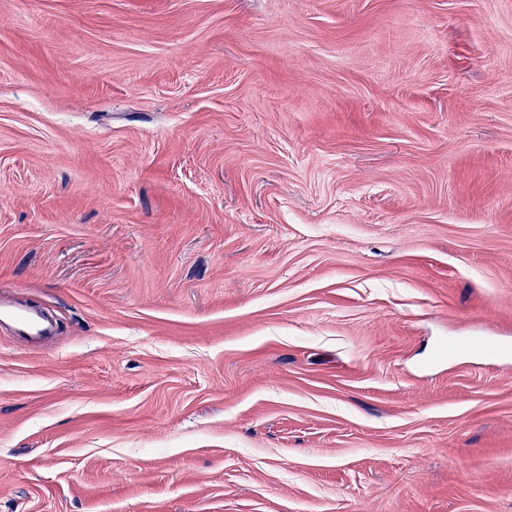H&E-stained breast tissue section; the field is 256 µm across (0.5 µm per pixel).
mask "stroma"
<instances>
[{
	"label": "stroma",
	"mask_w": 512,
	"mask_h": 512,
	"mask_svg": "<svg viewBox=\"0 0 512 512\" xmlns=\"http://www.w3.org/2000/svg\"><path fill=\"white\" fill-rule=\"evenodd\" d=\"M4 298L0 512H512V0H0ZM8 320L13 323L15 336L25 344L31 342L36 336H44L52 331V323L39 314L29 311H16L5 308L0 303V321Z\"/></svg>",
	"instance_id": "1"
}]
</instances>
